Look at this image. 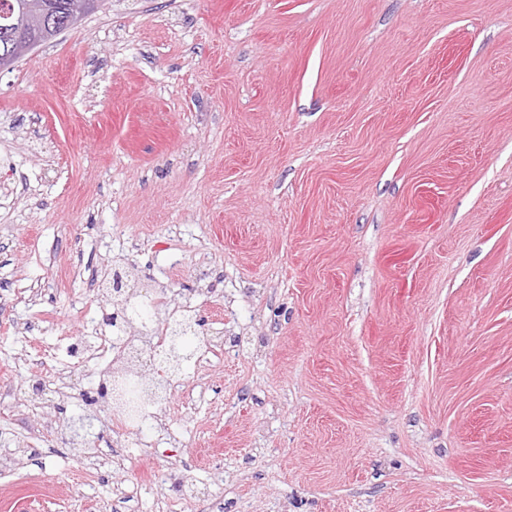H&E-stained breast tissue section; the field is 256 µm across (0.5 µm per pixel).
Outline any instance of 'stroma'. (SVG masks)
Wrapping results in <instances>:
<instances>
[{"label": "stroma", "mask_w": 512, "mask_h": 512, "mask_svg": "<svg viewBox=\"0 0 512 512\" xmlns=\"http://www.w3.org/2000/svg\"><path fill=\"white\" fill-rule=\"evenodd\" d=\"M120 263L222 348L122 434ZM0 448V512H512V0H106L0 70Z\"/></svg>", "instance_id": "stroma-1"}]
</instances>
